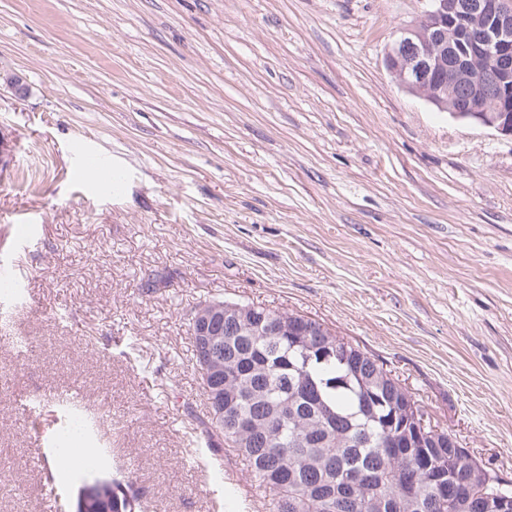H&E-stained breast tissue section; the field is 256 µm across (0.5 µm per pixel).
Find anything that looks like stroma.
<instances>
[{
  "instance_id": "stroma-1",
  "label": "stroma",
  "mask_w": 512,
  "mask_h": 512,
  "mask_svg": "<svg viewBox=\"0 0 512 512\" xmlns=\"http://www.w3.org/2000/svg\"><path fill=\"white\" fill-rule=\"evenodd\" d=\"M426 8L0 0V273L26 287L0 295V512L52 485L76 512L119 472L146 512H224L228 484L268 512L231 444L200 441L206 299L319 321L512 479V138L387 69ZM75 406L102 466L33 464Z\"/></svg>"
}]
</instances>
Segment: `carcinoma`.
<instances>
[{"label":"carcinoma","instance_id":"cac0c4a2","mask_svg":"<svg viewBox=\"0 0 512 512\" xmlns=\"http://www.w3.org/2000/svg\"><path fill=\"white\" fill-rule=\"evenodd\" d=\"M286 316L292 333L269 335ZM223 414L201 422L228 441L269 512H499L476 459L446 430L411 444L426 407L384 363L294 312L249 305L224 336ZM129 482L112 480V512H141Z\"/></svg>","mask_w":512,"mask_h":512}]
</instances>
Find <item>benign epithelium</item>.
Listing matches in <instances>:
<instances>
[{"label":"benign epithelium","instance_id":"benign-epithelium-1","mask_svg":"<svg viewBox=\"0 0 512 512\" xmlns=\"http://www.w3.org/2000/svg\"><path fill=\"white\" fill-rule=\"evenodd\" d=\"M423 17L386 52V65L410 94L455 119L512 137V0H427ZM240 305L195 309L196 355L209 391L219 381L224 328L244 320ZM101 480L80 491L77 512H96Z\"/></svg>","mask_w":512,"mask_h":512}]
</instances>
